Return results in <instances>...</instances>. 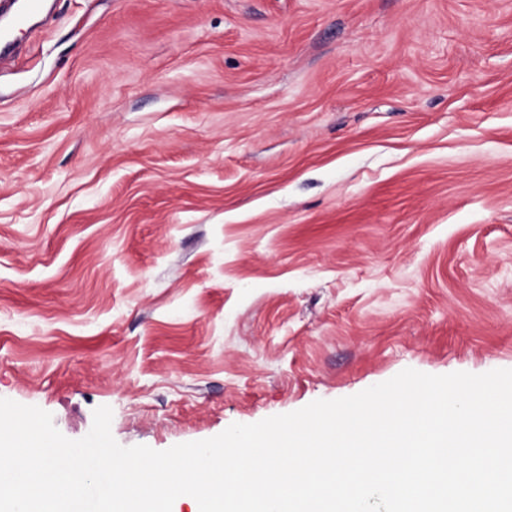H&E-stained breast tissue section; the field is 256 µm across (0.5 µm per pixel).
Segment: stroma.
<instances>
[{"label":"stroma","mask_w":512,"mask_h":512,"mask_svg":"<svg viewBox=\"0 0 512 512\" xmlns=\"http://www.w3.org/2000/svg\"><path fill=\"white\" fill-rule=\"evenodd\" d=\"M0 65V398L162 451L512 369V0H50Z\"/></svg>","instance_id":"35a3bbf8"}]
</instances>
